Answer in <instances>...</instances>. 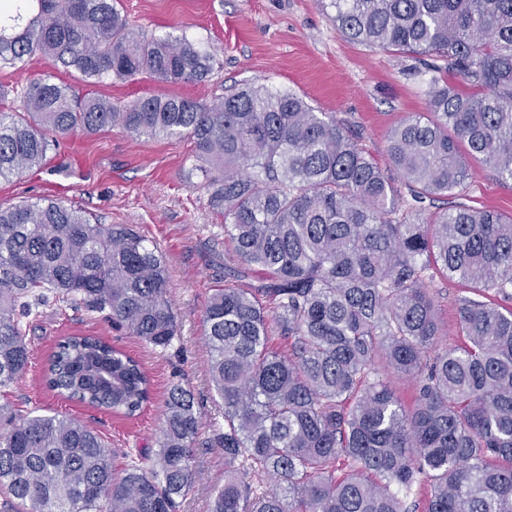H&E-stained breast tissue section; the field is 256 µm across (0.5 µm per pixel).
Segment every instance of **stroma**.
Returning a JSON list of instances; mask_svg holds the SVG:
<instances>
[{
  "label": "stroma",
  "instance_id": "stroma-1",
  "mask_svg": "<svg viewBox=\"0 0 512 512\" xmlns=\"http://www.w3.org/2000/svg\"><path fill=\"white\" fill-rule=\"evenodd\" d=\"M120 9L139 33L212 46L216 59L209 78L179 85V93L208 100L247 83L292 91L347 124L383 166L390 130L427 109L430 58L347 39L332 21L327 0H120ZM192 151L186 140L147 141L115 126L63 139L48 168L0 181V205L50 196L100 223L133 225L155 243L169 267L178 331L161 352L85 308L48 300L29 320L28 365L7 388L5 401L25 412L37 408L87 423L115 449L119 469L127 457L154 448L168 389L182 383L199 404L203 440L195 447L196 477L179 512H210L212 492L224 482V451L206 447L204 440L212 425L223 423L224 411L212 398L202 315L214 290L225 284L231 248L223 217L186 180ZM468 165L465 203L511 216L512 182L499 181L480 160L469 159ZM88 332L135 357L149 375L151 400L135 418L67 401L45 388L43 370L57 342Z\"/></svg>",
  "mask_w": 512,
  "mask_h": 512
}]
</instances>
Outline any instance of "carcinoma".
<instances>
[{
  "label": "carcinoma",
  "instance_id": "1",
  "mask_svg": "<svg viewBox=\"0 0 512 512\" xmlns=\"http://www.w3.org/2000/svg\"><path fill=\"white\" fill-rule=\"evenodd\" d=\"M347 38L435 57L469 87L431 78L428 112L388 136L396 185L350 131L302 97L245 84L211 100L117 101L51 77L5 108L0 180L44 167L59 139L120 126L189 140V184L224 216L236 284L203 313L224 428V485L210 512H512V216L457 201L480 156L512 182V0H329ZM35 57L90 85L147 75L204 81L214 55L130 29L117 0H0V70ZM456 198L430 219L427 204ZM455 280L464 342L439 346L431 283ZM102 314L153 349L177 322L166 258L128 224H98L53 198L0 206V390L26 368L24 319L48 295ZM288 349L280 351L274 340ZM415 382L411 405L387 375ZM46 386L133 417L151 395L133 357L64 337ZM200 412L170 386L153 455L129 459L91 427L0 404V494L11 512H177L194 480ZM347 473L336 477L337 468Z\"/></svg>",
  "mask_w": 512,
  "mask_h": 512
}]
</instances>
